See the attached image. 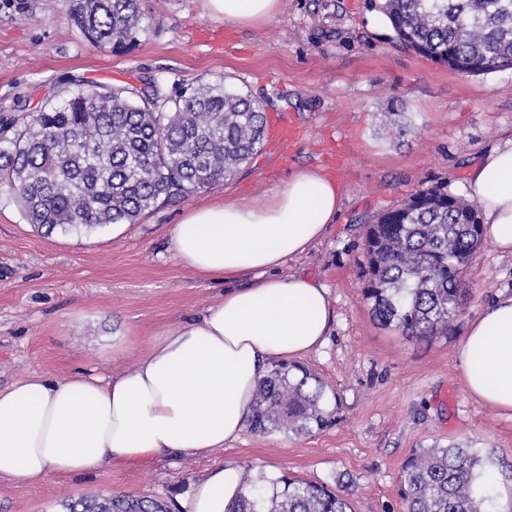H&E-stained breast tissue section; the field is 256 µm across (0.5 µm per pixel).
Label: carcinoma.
<instances>
[{
	"mask_svg": "<svg viewBox=\"0 0 512 512\" xmlns=\"http://www.w3.org/2000/svg\"><path fill=\"white\" fill-rule=\"evenodd\" d=\"M401 44L466 75L512 68V0H384ZM70 19L93 45L126 46L146 19L143 0H70ZM263 103L224 80L172 97L143 89L79 87L32 112L20 130L0 126V186L28 223L49 235L134 224L159 204L235 174L264 144ZM478 206L446 185L422 188L367 225L363 297L372 317L408 338L445 335L468 296L465 277L483 245ZM326 385L277 362L258 382L251 431L309 435L327 427ZM512 464L458 445L420 448L403 462L405 512H497L499 477ZM68 512H170L157 499L81 498ZM233 512H352L325 485L262 471L244 480Z\"/></svg>",
	"mask_w": 512,
	"mask_h": 512,
	"instance_id": "1",
	"label": "carcinoma"
}]
</instances>
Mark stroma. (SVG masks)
Listing matches in <instances>:
<instances>
[{
  "label": "stroma",
  "instance_id": "obj_1",
  "mask_svg": "<svg viewBox=\"0 0 512 512\" xmlns=\"http://www.w3.org/2000/svg\"><path fill=\"white\" fill-rule=\"evenodd\" d=\"M144 10V31L115 49L80 35L69 0H0V119L63 102L78 83L153 82L171 94L220 79L303 135L285 152L266 138L234 176L90 234H42L0 190V386L34 371L60 380L133 371L149 338L202 315L224 292L223 282L179 262L175 224L198 206L267 200L310 169L338 185L340 210L286 269L329 290L327 342L300 363L327 385L334 419L301 437L246 429L207 456L37 486L0 479V512H66V503L91 496L172 503L222 462L328 485L353 512H404L399 472L412 449L464 443L512 462V415L466 392L456 355L483 308L512 295V256L483 245L462 313L429 340L372 318L362 257L376 213L438 184L468 197L472 165L512 138V69L465 75L403 48L392 28L376 26L377 0H280L276 16L255 25L214 18L205 0H145ZM393 120L403 134L390 129Z\"/></svg>",
  "mask_w": 512,
  "mask_h": 512
}]
</instances>
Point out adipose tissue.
Here are the masks:
<instances>
[{
  "label": "adipose tissue",
  "mask_w": 512,
  "mask_h": 512,
  "mask_svg": "<svg viewBox=\"0 0 512 512\" xmlns=\"http://www.w3.org/2000/svg\"><path fill=\"white\" fill-rule=\"evenodd\" d=\"M278 5L206 0L213 16L236 23L270 19ZM468 183L485 239L512 255V139L478 161ZM339 198L335 183L302 170L264 203L189 210L173 229L180 262L203 279L250 273L252 284L227 289L200 319L151 338L132 372H76L63 381L33 372L0 389V478L36 484L94 475L173 454L204 456L238 439L271 363L326 341L328 288L284 267L335 224ZM457 355L468 392L512 412V296L483 310ZM241 491V467L223 463L179 510L228 512Z\"/></svg>",
  "instance_id": "obj_1"
}]
</instances>
